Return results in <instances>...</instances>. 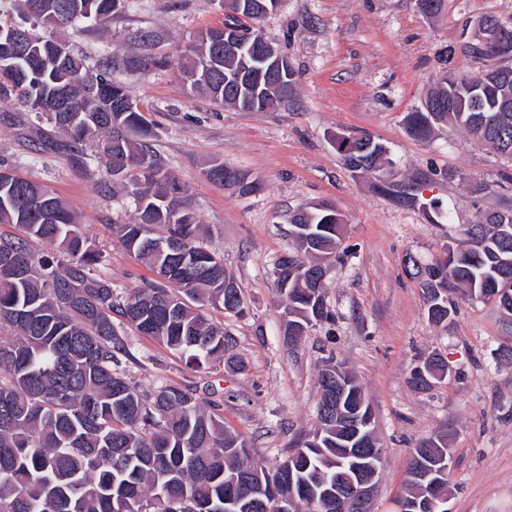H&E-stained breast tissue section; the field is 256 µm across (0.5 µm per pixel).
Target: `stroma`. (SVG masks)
I'll return each instance as SVG.
<instances>
[{"label": "stroma", "mask_w": 512, "mask_h": 512, "mask_svg": "<svg viewBox=\"0 0 512 512\" xmlns=\"http://www.w3.org/2000/svg\"><path fill=\"white\" fill-rule=\"evenodd\" d=\"M489 15L512 22V0H444L435 16L416 0H281L259 25L292 61L296 87L288 105L267 112L214 105L180 77L187 44L224 23L220 0H123L107 27L54 30L93 64L141 52L158 60L148 72L116 77L143 110L161 163L188 189L203 243L223 255L244 303L238 316L203 307L223 325L240 369H189L125 327L124 365L137 385L195 390L227 429L274 463L318 429V376L325 361L337 360L375 415L383 456L372 512H399L409 452L436 435L453 457L450 512H512V358L503 354L512 347V317L461 293L451 317L432 322L421 283L406 269L408 257L426 264L446 246L466 248L456 225L512 208V159L454 124L435 125L425 139L406 124L440 77L484 69L462 46ZM353 135L385 144L391 165L349 170L336 140ZM54 137L48 122L0 101V162L66 202L104 254L98 272L113 288L153 280L112 236V224L133 215L128 199L101 191L95 162L81 167L47 149ZM215 162L248 173L259 190L213 185L205 172ZM318 200L340 212L347 256L325 264L332 321L311 326L291 347L274 263L290 249V213ZM433 355L447 365L446 379L415 389L413 368Z\"/></svg>", "instance_id": "1"}]
</instances>
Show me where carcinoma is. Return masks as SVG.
<instances>
[{"label":"carcinoma","instance_id":"cac0c4a2","mask_svg":"<svg viewBox=\"0 0 512 512\" xmlns=\"http://www.w3.org/2000/svg\"><path fill=\"white\" fill-rule=\"evenodd\" d=\"M20 11L45 26L101 25L119 0H17ZM252 13L232 17L246 26L274 9L272 0H243ZM156 58L130 54L94 68L66 43L45 39L0 15V99L13 98L64 135L54 149L85 161L91 147L112 168L147 160L146 168L122 182L134 207L131 222L115 223L112 234L156 279L117 295L95 274L102 252L88 245L78 217L45 185L17 177L0 181V224L22 236L0 234V254L28 267L19 278L0 267V512H280L295 488L299 512H335L315 496L346 479L345 452L336 442V422L325 412L327 387L318 378L321 448L296 449L273 465L255 457L224 420L208 411L192 391L161 384L138 389L122 365L119 315L185 360L191 369L232 367L224 328L191 302L222 305L240 294L224 257L202 243V225L188 190L162 166L149 143L146 118L115 68L144 73ZM255 60L243 50L224 53L215 30L199 33L183 55V80L217 105L266 112L281 105L274 90L257 93ZM490 77L471 85L472 75L453 74L428 94L432 112H411L407 125L425 138L433 125L451 121L495 152L512 157V47L489 60ZM292 250L275 263L278 289L292 314L305 310L327 322L332 312L314 277L320 264L305 260L340 257L341 222L333 208L313 203L289 220ZM459 232L469 247L448 252L423 266L438 276L422 280L427 309L440 304L453 312L449 294L464 287L474 296L499 295L512 308V209L493 211ZM55 247L36 253L31 242ZM305 322L288 319L290 345L303 337Z\"/></svg>","mask_w":512,"mask_h":512}]
</instances>
